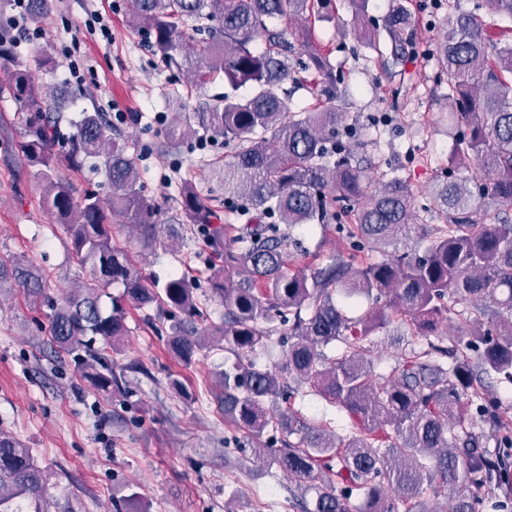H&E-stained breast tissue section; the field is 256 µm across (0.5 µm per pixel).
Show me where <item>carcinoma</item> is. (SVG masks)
Returning a JSON list of instances; mask_svg holds the SVG:
<instances>
[{
    "instance_id": "1",
    "label": "carcinoma",
    "mask_w": 512,
    "mask_h": 512,
    "mask_svg": "<svg viewBox=\"0 0 512 512\" xmlns=\"http://www.w3.org/2000/svg\"><path fill=\"white\" fill-rule=\"evenodd\" d=\"M359 13L354 34L381 53L386 42L396 60L409 53L406 33L410 0H392L381 29L362 24L368 0H352ZM330 0H128L131 21L176 68H186L204 88L221 75L228 91L195 113L205 137L233 146L224 162V194L241 202L243 225L237 247L224 246V226L211 197L187 180L178 207L199 228L220 259L210 270L211 297L224 306L220 322L195 326L203 317L195 288L184 277L148 283L127 250L112 242V219L158 240L153 212L142 194L130 140L112 136L101 112H85L61 136L53 106L38 91L27 68L11 71L4 92L23 112L24 135L6 158L21 157L44 187L42 202L65 226L73 255L92 278L61 303L44 294L45 276L17 259L0 262V281L11 279L33 304L44 303L55 352L83 350V378L103 397L118 378L104 357L127 335L125 306L156 308L171 318L167 349L188 367L216 344L233 354L232 368L217 374L216 397L224 421L243 431L248 451L288 474L302 494L303 512H398V502L431 493L454 498L449 512H512V497L495 489L512 477V433L493 450L473 430L476 421L496 420L483 392L484 377L512 385V42H492L483 16L454 9L436 47L438 81L455 125V151L448 176L430 190L444 221L421 225L413 251L396 255L400 237L418 215L405 182L392 179L371 189L368 168L352 163L339 139L344 114L334 107L292 110L280 92L295 74L299 46L302 69L317 77L321 91L340 81L341 70L321 46L315 20L330 16ZM216 23L197 41L189 22ZM295 42H290V39ZM265 47L257 51L253 43ZM250 86L251 92H236ZM99 159L112 187L102 199L77 197L58 176L61 163L80 171ZM490 198L499 212L474 219ZM365 200L355 212L357 234L377 260L335 261L313 272L287 267L288 228L338 222L345 202ZM114 284L123 292L111 310L101 297ZM385 298V307L351 317L336 301ZM469 328L471 340L458 351L432 342L429 350L400 358L394 374L375 373L364 342L391 325L403 334L439 335L448 315ZM288 328L281 365L259 368L249 354ZM101 342L102 347L94 344ZM343 347L339 357L325 348ZM303 385L336 404L351 434L336 441L322 426L309 425L291 407ZM46 474L31 449L0 432V512H17L28 500L43 506Z\"/></svg>"
}]
</instances>
